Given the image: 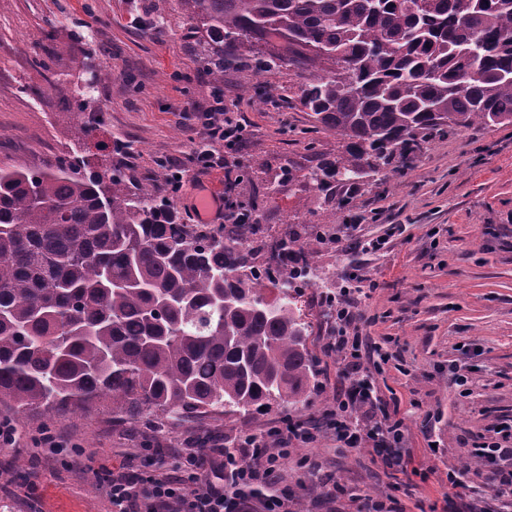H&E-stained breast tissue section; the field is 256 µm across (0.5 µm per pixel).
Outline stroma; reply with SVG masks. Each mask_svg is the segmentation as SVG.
Wrapping results in <instances>:
<instances>
[{
  "instance_id": "35a3bbf8",
  "label": "stroma",
  "mask_w": 512,
  "mask_h": 512,
  "mask_svg": "<svg viewBox=\"0 0 512 512\" xmlns=\"http://www.w3.org/2000/svg\"><path fill=\"white\" fill-rule=\"evenodd\" d=\"M179 0H0V164L34 165L73 152L94 151L68 108L42 90L52 71L70 86L86 69H108L99 87L104 127L98 140H119L134 151L130 175L156 182L162 158L187 160L204 141L196 113L215 100L237 112L251 135L238 154L245 170L232 195L255 209L259 240L272 245L288 232L308 243L327 287L300 288L297 307L312 325L316 382L309 404L273 407L246 416L174 423H118L99 410L81 414L0 405L17 419L13 447L0 449V512H111L105 485L117 472L161 478L177 473L176 449L214 446L251 435L268 440L287 421L321 420L336 387L339 364L321 346L328 319L322 291L344 287V269L357 267L376 289L359 306L365 336L392 354L376 376L386 401H398L413 471L375 461L370 448L337 451L331 431L309 448H294L284 478L297 512H352L351 496L394 501L400 512H467L469 487H481L478 467L466 488L448 482L464 467L467 447L497 423L512 419V124L452 128L396 162L387 176L368 177L355 193L331 186L313 205L301 178L336 155L341 139L315 121L299 100L310 72L230 70L215 87L192 45ZM53 39H44V32ZM294 166L293 183L271 180ZM346 206H339V199ZM339 235L330 243L329 235ZM387 237L384 252L363 254L365 240ZM470 368L465 388L448 367ZM50 430L60 448L34 439ZM437 452H430V444ZM342 486L328 501L326 493Z\"/></svg>"
}]
</instances>
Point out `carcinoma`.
Here are the masks:
<instances>
[{
    "mask_svg": "<svg viewBox=\"0 0 512 512\" xmlns=\"http://www.w3.org/2000/svg\"><path fill=\"white\" fill-rule=\"evenodd\" d=\"M215 83L228 67L269 71L308 43L352 79L311 76L300 100L345 141L306 176L313 191L378 174L448 127L512 123V0H180ZM75 98L79 129L94 99ZM255 225L199 230L118 161L58 156L0 164V404L153 422L260 417L308 403L312 330L297 284L324 287L295 234L258 264Z\"/></svg>",
    "mask_w": 512,
    "mask_h": 512,
    "instance_id": "obj_1",
    "label": "carcinoma"
}]
</instances>
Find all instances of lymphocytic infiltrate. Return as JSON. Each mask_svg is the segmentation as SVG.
<instances>
[{
  "mask_svg": "<svg viewBox=\"0 0 512 512\" xmlns=\"http://www.w3.org/2000/svg\"><path fill=\"white\" fill-rule=\"evenodd\" d=\"M199 121L208 148L193 150L188 163L170 159L166 165L176 176L193 166L199 178L222 169L227 191L215 198L213 222L231 224L238 214L229 189L239 180L240 163L225 159L219 150L241 148L249 132L236 113L220 103L201 113ZM364 294V289L347 286L332 297L326 349L339 355L341 369L324 410L326 427L289 423L286 430L275 431L270 446L247 437L229 451L221 446L205 454L180 449L182 474L173 479L113 475L108 482L112 512H292L291 498L282 486V461L289 448L317 443L326 429L332 431L338 448L367 445L384 466L406 471L411 455L404 446L403 421L382 403L373 379L389 354L382 345L369 342L358 324ZM469 455L482 466L484 486L503 508H511L512 423L499 425L491 435L473 442Z\"/></svg>",
  "mask_w": 512,
  "mask_h": 512,
  "instance_id": "f902f5d3",
  "label": "lymphocytic infiltrate"
}]
</instances>
